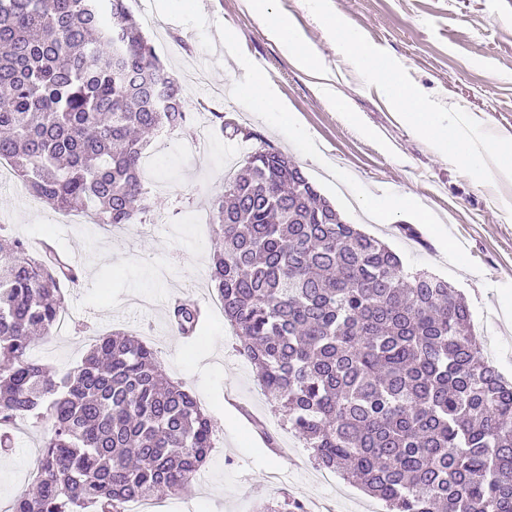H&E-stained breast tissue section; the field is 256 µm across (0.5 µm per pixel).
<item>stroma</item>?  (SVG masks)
<instances>
[{"label": "stroma", "mask_w": 512, "mask_h": 512, "mask_svg": "<svg viewBox=\"0 0 512 512\" xmlns=\"http://www.w3.org/2000/svg\"><path fill=\"white\" fill-rule=\"evenodd\" d=\"M127 6L166 72L180 81L189 121L155 138L153 163L143 171L152 208L121 229L75 223L28 203L15 179L0 182V229L52 243L81 270L64 299L75 323L41 337L34 352L62 373L81 362L96 335L142 328L166 375L196 398L216 436L198 480L162 497L164 512H253L262 499L363 512L369 496L342 479L323 483L302 440L281 429V414L262 395L214 305V233L203 218L256 146L219 131V121L229 119L288 155L346 222L383 240L404 267L448 280L468 303L485 357L512 382V179L476 180L427 142L329 31L335 18L350 22L439 121L459 120L464 138L479 145L490 133L512 137V0H272L271 9L290 16L313 45L320 74L347 101L343 113L320 90L319 74L297 68L244 0ZM257 70L287 102L288 116L255 112L239 94L221 93ZM402 195L412 208L387 214L388 201ZM407 225L416 237L404 234ZM184 296L215 307L193 339L168 321L172 302ZM230 392L236 405L226 401ZM257 417L275 433L278 450L255 429ZM51 426L46 417L28 420L13 448L0 450V508L32 489Z\"/></svg>", "instance_id": "1"}]
</instances>
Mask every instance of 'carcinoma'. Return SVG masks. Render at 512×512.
<instances>
[{"label":"carcinoma","instance_id":"carcinoma-1","mask_svg":"<svg viewBox=\"0 0 512 512\" xmlns=\"http://www.w3.org/2000/svg\"><path fill=\"white\" fill-rule=\"evenodd\" d=\"M187 123L126 0H0V160L60 213L115 227L150 211L151 139ZM209 278L239 352L314 462L387 512H512V383L447 280L408 271L263 144L213 205ZM79 271L0 237V447L47 415L36 490L8 512H125L173 496L213 449L209 417L154 349L115 331L58 377L32 357ZM206 312L185 299L171 327Z\"/></svg>","mask_w":512,"mask_h":512}]
</instances>
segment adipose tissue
Wrapping results in <instances>:
<instances>
[{"label": "adipose tissue", "instance_id": "obj_1", "mask_svg": "<svg viewBox=\"0 0 512 512\" xmlns=\"http://www.w3.org/2000/svg\"><path fill=\"white\" fill-rule=\"evenodd\" d=\"M269 2L270 0H246L248 8L265 20L271 35L295 56L298 64L306 70L317 71L315 56L302 45L301 37L292 22L287 17L274 13ZM333 32L339 44L362 59L373 72L380 87L397 107L406 112L428 142L447 150L477 176H512V139L493 137L481 147L472 146L463 138L457 122L443 124L432 113L427 112L413 90L398 83L387 63L365 47L360 34L352 26L339 22L334 25Z\"/></svg>", "mask_w": 512, "mask_h": 512}]
</instances>
